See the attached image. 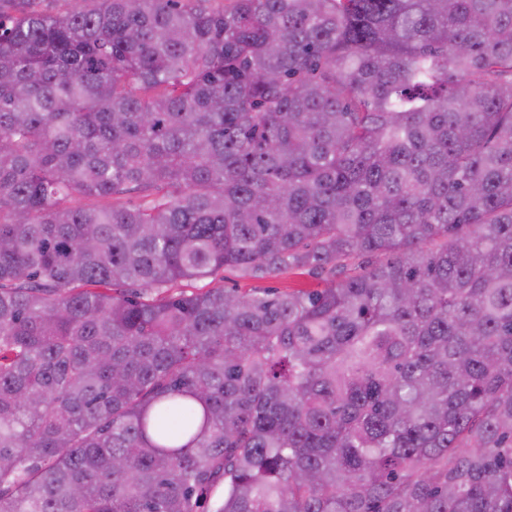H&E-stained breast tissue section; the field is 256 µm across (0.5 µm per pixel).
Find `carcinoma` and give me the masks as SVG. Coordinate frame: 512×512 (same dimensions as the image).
<instances>
[{
  "instance_id": "1",
  "label": "carcinoma",
  "mask_w": 512,
  "mask_h": 512,
  "mask_svg": "<svg viewBox=\"0 0 512 512\" xmlns=\"http://www.w3.org/2000/svg\"><path fill=\"white\" fill-rule=\"evenodd\" d=\"M42 2L0 0V512H512V0ZM345 274L346 272L343 274L336 273L335 277L311 269H294L271 274L264 279H251L241 276V274L235 270L221 269L211 278L192 283L194 288L191 286L186 287L181 284L175 285L170 288L169 294L176 295L182 291H192L196 288H212L217 286L239 288L241 292L254 288H266L271 291H284L298 288L317 289L326 287L331 281L338 283L345 277Z\"/></svg>"
}]
</instances>
